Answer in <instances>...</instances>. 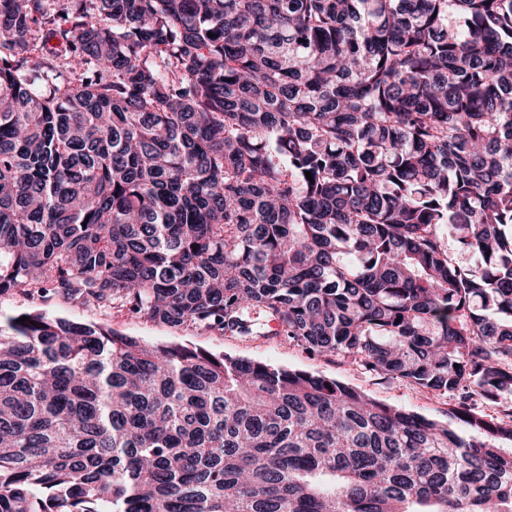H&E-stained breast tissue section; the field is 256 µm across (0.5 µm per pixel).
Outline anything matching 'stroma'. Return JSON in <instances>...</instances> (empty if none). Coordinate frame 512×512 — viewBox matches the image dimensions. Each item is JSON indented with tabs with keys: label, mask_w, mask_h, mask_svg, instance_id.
Masks as SVG:
<instances>
[{
	"label": "stroma",
	"mask_w": 512,
	"mask_h": 512,
	"mask_svg": "<svg viewBox=\"0 0 512 512\" xmlns=\"http://www.w3.org/2000/svg\"><path fill=\"white\" fill-rule=\"evenodd\" d=\"M45 308L52 314L73 321L106 324L112 329L147 342H176L214 354L227 353L277 366L310 371L343 382L380 402L402 406L442 421L447 420L449 409L456 404V400L452 396H439L430 390L399 379L368 373L359 364L352 361L335 356L310 355L296 344L270 332L252 339L216 336L165 325L143 323L123 315L95 309L74 308L57 298L49 300Z\"/></svg>",
	"instance_id": "obj_1"
}]
</instances>
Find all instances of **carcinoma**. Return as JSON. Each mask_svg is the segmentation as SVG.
<instances>
[{"instance_id": "obj_1", "label": "carcinoma", "mask_w": 512, "mask_h": 512, "mask_svg": "<svg viewBox=\"0 0 512 512\" xmlns=\"http://www.w3.org/2000/svg\"><path fill=\"white\" fill-rule=\"evenodd\" d=\"M8 294L273 327L470 433L35 306L0 512H512V423L468 403L512 395V0H0Z\"/></svg>"}]
</instances>
